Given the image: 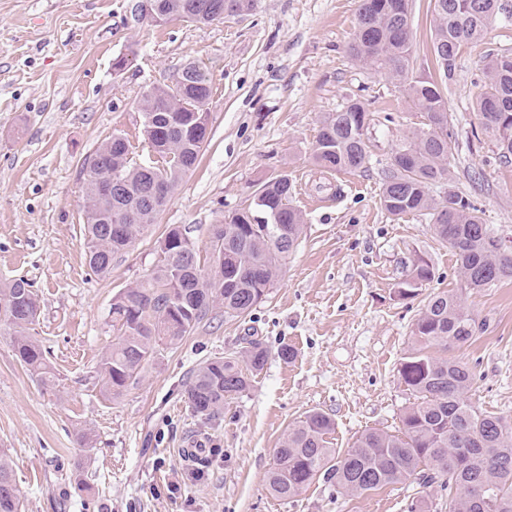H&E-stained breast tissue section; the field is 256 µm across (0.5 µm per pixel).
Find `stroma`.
Masks as SVG:
<instances>
[{
  "label": "stroma",
  "instance_id": "1",
  "mask_svg": "<svg viewBox=\"0 0 512 512\" xmlns=\"http://www.w3.org/2000/svg\"><path fill=\"white\" fill-rule=\"evenodd\" d=\"M145 0H0V284L28 280L40 299L30 330L55 375L41 385L0 328V455L22 512H448L439 485L413 482L341 496L313 482L293 499L267 489L275 450L309 411L328 414L348 448L364 430L394 432L411 396L398 369L424 296L400 297L412 265L433 270L430 290H454L486 329L458 352L474 369L468 401L512 424V280L463 289L456 256L421 217L390 216L381 193L392 153L421 118L399 81L352 59L360 0H255L212 24H151ZM414 65L437 76L427 48L429 0H413ZM512 51L499 21L460 54L447 83L460 191L512 241V163L482 129L474 102L487 54ZM129 57L114 71L116 57ZM212 87L209 138L198 167L108 276L83 245L82 163L115 133L149 156L139 101L186 64ZM372 115L368 168L326 174L314 164L319 122L347 97ZM293 179L303 215L298 245L245 318L213 309L190 335L162 347L140 382L117 399L98 364L116 336L112 299L149 279L169 225L189 227L205 251L211 225L246 207L259 181ZM269 355L220 420L195 416L186 383L198 365L236 355L247 338ZM294 349L282 360L281 346ZM201 442L205 477L186 461ZM186 475L172 490L174 473Z\"/></svg>",
  "mask_w": 512,
  "mask_h": 512
}]
</instances>
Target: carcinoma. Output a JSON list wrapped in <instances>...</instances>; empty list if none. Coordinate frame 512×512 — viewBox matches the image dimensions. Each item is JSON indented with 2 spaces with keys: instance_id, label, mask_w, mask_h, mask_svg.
<instances>
[{
  "instance_id": "obj_1",
  "label": "carcinoma",
  "mask_w": 512,
  "mask_h": 512,
  "mask_svg": "<svg viewBox=\"0 0 512 512\" xmlns=\"http://www.w3.org/2000/svg\"><path fill=\"white\" fill-rule=\"evenodd\" d=\"M239 0H157L161 13L197 24L224 19L227 6ZM435 28L430 51L439 74L448 79L461 46L479 42L494 22L512 19L501 0H431ZM369 26L358 25L351 55L368 68L408 86L421 126L390 158L381 204L393 216L416 214L429 219L430 229L458 257L465 287L488 288L512 279V251L493 248L495 229L483 222L478 209L455 190L456 158L452 148L448 99L432 77L414 75L411 0H363ZM486 80L475 108L498 155L512 158V53L486 57ZM211 87L200 68L189 63L172 84L150 88L140 103L143 136L151 148L173 158L146 172L134 158L133 146L115 133L84 161L86 199L84 246L93 273L106 276L112 259L128 248L167 205L179 181L196 165L206 141L184 128L182 116L209 117ZM370 112L355 98L347 99L320 121L313 159L327 172L367 167L366 139ZM104 172L121 184L107 196L96 174ZM165 184L166 196L154 207L143 204L146 186ZM262 202L224 218L223 263L207 251L201 261L191 230L172 226L159 242L160 252L191 245L187 261L163 257L144 283L126 288L113 300L110 313L117 336L101 359L103 388L118 398L137 383L161 344L182 341L210 310L242 318L266 296L275 276L297 246L303 217L291 204L293 184L281 174L257 185ZM109 224L127 226L119 241L104 233ZM288 241L277 238L279 230ZM429 264L416 261L400 290L415 297L429 283ZM40 314V300L23 278L0 288V323L12 331L19 362L42 384L53 382L40 345L28 334ZM453 290L431 294L412 328V348L398 370L414 402L401 416L398 433H361L350 448L329 447L333 420L312 411L288 428L276 449L268 474L271 494L293 499L313 482L336 486V493L358 495L414 480L437 483L448 492V512H512V428L502 418L478 410L466 399L475 374L467 363L448 355L483 330ZM268 351L251 339L242 358L215 357L191 375L185 399L197 416L218 420L224 404L249 386L263 370ZM0 512H22L19 490L9 462L0 456Z\"/></svg>"
}]
</instances>
